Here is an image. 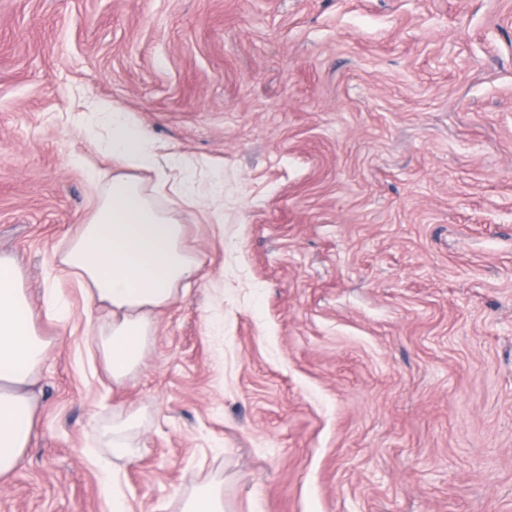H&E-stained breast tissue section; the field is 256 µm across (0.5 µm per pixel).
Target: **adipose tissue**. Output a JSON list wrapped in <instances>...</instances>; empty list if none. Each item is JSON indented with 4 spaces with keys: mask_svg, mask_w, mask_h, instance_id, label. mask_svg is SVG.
<instances>
[{
    "mask_svg": "<svg viewBox=\"0 0 512 512\" xmlns=\"http://www.w3.org/2000/svg\"><path fill=\"white\" fill-rule=\"evenodd\" d=\"M94 125H105L106 147L121 165L159 174L152 189L124 175L92 173L98 198L57 263L81 284L87 302L107 313L96 347L113 381L141 362L153 334L152 314L167 306L190 279L197 261L183 245L184 227L158 196L172 191L195 205L210 196L189 158L160 153L148 133L126 112L101 101L91 108ZM179 171L180 180L164 179ZM36 313L14 260L0 255V478L24 458L37 420L35 387L50 347L35 327Z\"/></svg>",
    "mask_w": 512,
    "mask_h": 512,
    "instance_id": "adipose-tissue-1",
    "label": "adipose tissue"
}]
</instances>
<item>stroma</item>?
I'll return each mask as SVG.
<instances>
[{"mask_svg":"<svg viewBox=\"0 0 512 512\" xmlns=\"http://www.w3.org/2000/svg\"><path fill=\"white\" fill-rule=\"evenodd\" d=\"M97 98L224 179L163 200L199 269L120 383L54 263ZM0 254L51 342L0 512H111L106 466L126 512H512V0H0ZM139 422V417L135 414L128 415L126 418L112 422V456L118 458L133 459L137 456L139 448L135 446L130 439V433ZM179 512H224V496L220 485L208 481L196 487L182 499Z\"/></svg>","mask_w":512,"mask_h":512,"instance_id":"1","label":"stroma"}]
</instances>
